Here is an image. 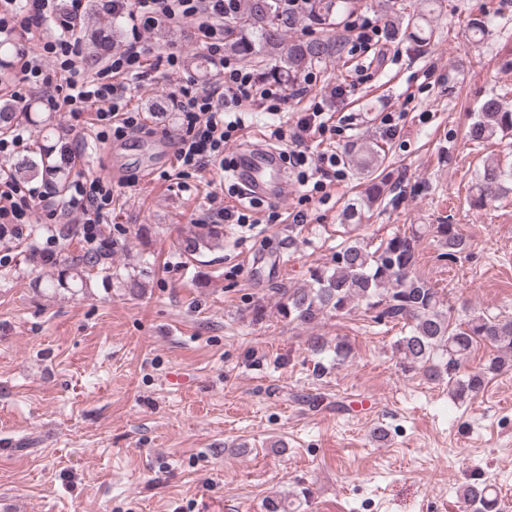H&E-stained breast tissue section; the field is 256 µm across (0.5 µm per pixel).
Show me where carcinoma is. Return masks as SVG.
Listing matches in <instances>:
<instances>
[{
  "label": "carcinoma",
  "mask_w": 512,
  "mask_h": 512,
  "mask_svg": "<svg viewBox=\"0 0 512 512\" xmlns=\"http://www.w3.org/2000/svg\"><path fill=\"white\" fill-rule=\"evenodd\" d=\"M436 2L427 0L425 10L404 17L395 0H381L387 17L386 37H401L415 49L430 44L435 37L431 14ZM350 4L351 0H308L307 9L297 15L286 12L282 0H242L237 16L224 26V51L255 64L267 77L293 84L312 68L339 55L341 43L332 31L338 28L339 19ZM96 13L97 9L91 8L82 19L91 48V67L117 47L120 37L116 26L109 31L90 29V20ZM303 21L316 28L318 34L306 39L288 38V32ZM36 107L35 101L22 112L11 104L0 106V134L23 123L39 128L42 141L38 142V151L15 163V171L24 179L40 177L63 191L69 174L56 161L55 145L51 143L57 125L53 115L42 116ZM509 133L512 134V112L503 108L498 97L485 98L469 127L468 140L479 147ZM382 152L384 149L377 145L361 146L352 158L353 166L363 174L370 173L384 160ZM510 180L512 166L504 167L498 162L483 165L475 186L476 203L484 205L505 195V183ZM427 232L436 234L445 249L442 257L450 261L465 250V240L455 224L414 226L393 234L374 249L355 239L336 252L332 266L314 269L308 286L285 291L287 298L276 311L290 323L309 326L326 313H343L361 304L374 313L376 322H402L409 330L396 342L401 369H422L430 380L448 382V393L463 402L478 394L490 376L512 367V317L474 312L460 320L452 319L443 310L438 290L414 272L417 243ZM179 247L189 259L221 250L224 225L194 224L181 238ZM28 259L50 266L52 272L44 288L54 293L87 287L89 271L96 267L112 270V253L100 249L49 260L32 248ZM481 343L493 347L495 353L473 368L466 367L472 351ZM461 499L471 512H500L496 493L483 482L467 485Z\"/></svg>",
  "instance_id": "obj_1"
}]
</instances>
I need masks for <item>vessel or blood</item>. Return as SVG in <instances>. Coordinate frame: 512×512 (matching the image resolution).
I'll return each instance as SVG.
<instances>
[{
  "label": "vessel or blood",
  "instance_id": "vessel-or-blood-1",
  "mask_svg": "<svg viewBox=\"0 0 512 512\" xmlns=\"http://www.w3.org/2000/svg\"><path fill=\"white\" fill-rule=\"evenodd\" d=\"M234 178L245 195L282 200L288 193L280 151L253 143L237 154Z\"/></svg>",
  "mask_w": 512,
  "mask_h": 512
}]
</instances>
